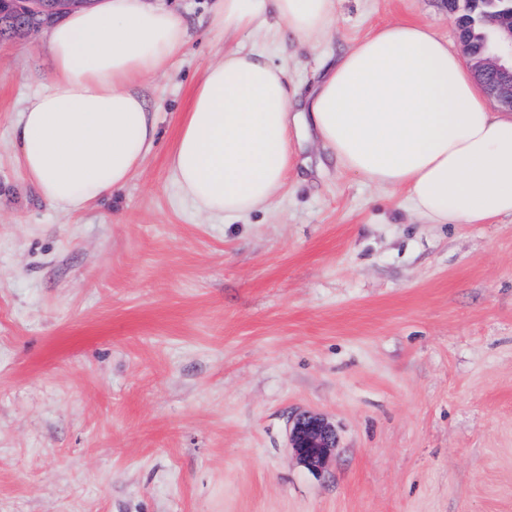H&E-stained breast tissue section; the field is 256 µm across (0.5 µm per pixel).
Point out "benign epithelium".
<instances>
[{"label":"benign epithelium","instance_id":"1","mask_svg":"<svg viewBox=\"0 0 512 512\" xmlns=\"http://www.w3.org/2000/svg\"><path fill=\"white\" fill-rule=\"evenodd\" d=\"M89 0H6L12 14L20 20L10 24L7 37L37 32L68 10ZM469 29L490 27L494 31L492 47L476 53L471 40L461 38L463 51L475 78L485 93L500 107L512 111V0H472ZM336 428L316 414L299 413L289 421L288 447L307 469L321 471L337 447Z\"/></svg>","mask_w":512,"mask_h":512}]
</instances>
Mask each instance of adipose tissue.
<instances>
[{
	"label": "adipose tissue",
	"mask_w": 512,
	"mask_h": 512,
	"mask_svg": "<svg viewBox=\"0 0 512 512\" xmlns=\"http://www.w3.org/2000/svg\"><path fill=\"white\" fill-rule=\"evenodd\" d=\"M278 20L315 42L336 0H212L209 25L247 38ZM185 20L161 0H92L47 26L54 63L14 136L27 181L72 214L126 185L153 152L154 113L135 87L169 71ZM286 69L243 47L197 84L169 157L178 194L232 223L269 209L293 167L292 126L313 130L345 170L402 189L430 224L512 216V114L492 111L429 25L395 21L330 63L300 112Z\"/></svg>",
	"instance_id": "1"
}]
</instances>
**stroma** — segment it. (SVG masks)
Here are the masks:
<instances>
[{
    "instance_id": "35a3bbf8",
    "label": "stroma",
    "mask_w": 512,
    "mask_h": 512,
    "mask_svg": "<svg viewBox=\"0 0 512 512\" xmlns=\"http://www.w3.org/2000/svg\"><path fill=\"white\" fill-rule=\"evenodd\" d=\"M166 4L189 29L139 86L158 144L74 215L15 157L44 34L0 43V512H512V216L425 223L307 129L274 207L201 216L168 155L225 42L208 0ZM397 19L461 47L445 0H337L317 42H252L303 97ZM301 411L336 428L319 473ZM336 428L316 414L299 413L289 421L288 446L307 469L321 471L337 446Z\"/></svg>"
}]
</instances>
